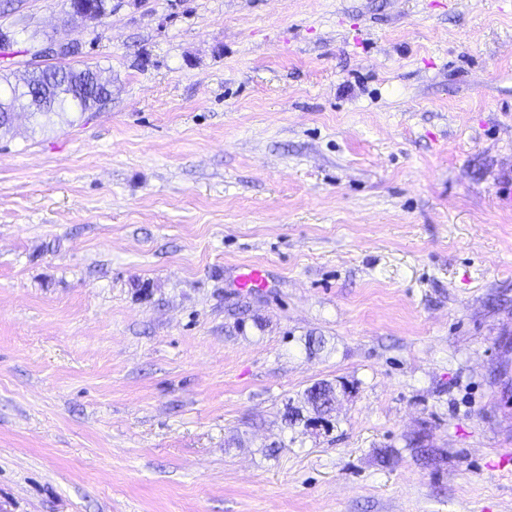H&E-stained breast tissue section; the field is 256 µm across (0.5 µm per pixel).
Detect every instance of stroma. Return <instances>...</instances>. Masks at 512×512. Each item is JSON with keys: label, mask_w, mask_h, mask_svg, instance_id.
<instances>
[{"label": "stroma", "mask_w": 512, "mask_h": 512, "mask_svg": "<svg viewBox=\"0 0 512 512\" xmlns=\"http://www.w3.org/2000/svg\"><path fill=\"white\" fill-rule=\"evenodd\" d=\"M0 28L112 80L0 137V512H512V0ZM40 50L42 51L41 56L48 59L62 57L65 54L79 55L81 52L80 45L77 42L68 39L47 40L41 45ZM337 390L333 384L328 382H318L308 388L304 393L303 404L301 407L287 406L285 418L289 426H293L298 420H302L307 425L311 418L304 416L303 411H312L317 418L324 419L330 416L336 410ZM302 417V419H301Z\"/></svg>", "instance_id": "stroma-1"}]
</instances>
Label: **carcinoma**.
<instances>
[{
	"label": "carcinoma",
	"instance_id": "1",
	"mask_svg": "<svg viewBox=\"0 0 512 512\" xmlns=\"http://www.w3.org/2000/svg\"><path fill=\"white\" fill-rule=\"evenodd\" d=\"M97 73V69L87 65L83 68L52 64L40 70H33L28 74L27 83L38 85L44 93L43 105L34 113L35 119L48 118L54 114L64 112H87L92 109L91 96L106 99L112 96V90L97 89L93 92L87 90L90 79ZM337 390L333 384L318 382L308 388L304 393L303 405L292 407L286 412L288 425L298 420L310 422L303 417V412L311 411L323 419L336 410Z\"/></svg>",
	"mask_w": 512,
	"mask_h": 512
}]
</instances>
